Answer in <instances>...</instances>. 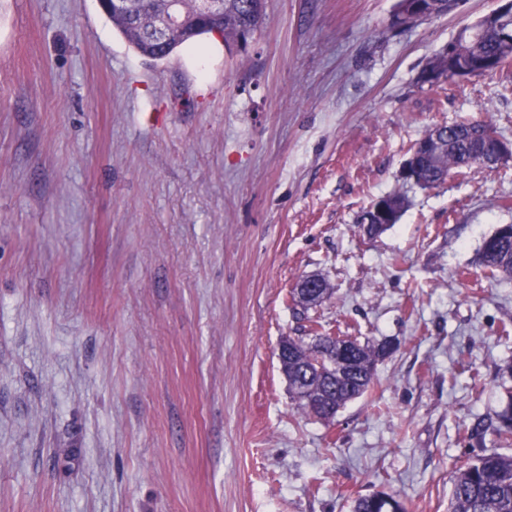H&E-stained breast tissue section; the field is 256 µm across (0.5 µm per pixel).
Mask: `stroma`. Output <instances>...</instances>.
Returning a JSON list of instances; mask_svg holds the SVG:
<instances>
[{
	"label": "stroma",
	"mask_w": 512,
	"mask_h": 512,
	"mask_svg": "<svg viewBox=\"0 0 512 512\" xmlns=\"http://www.w3.org/2000/svg\"><path fill=\"white\" fill-rule=\"evenodd\" d=\"M396 2L266 0L246 49L153 61L96 0H0V512H448L498 450L471 429L512 390V279L475 258L512 159L434 188L402 166L436 125L512 141V65L419 81L499 0L392 31ZM315 320L393 346L329 422L278 359ZM369 213V209L367 208L362 212L357 220V224H366V217ZM394 212L392 211L388 199L382 198L379 202L378 206L373 209V213L369 218V224L375 227L378 226H389L392 224L394 219ZM402 502L386 493L361 495L353 501L352 512H405Z\"/></svg>",
	"instance_id": "stroma-1"
}]
</instances>
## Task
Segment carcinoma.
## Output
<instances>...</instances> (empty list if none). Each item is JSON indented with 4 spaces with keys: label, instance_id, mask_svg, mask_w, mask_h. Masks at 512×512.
I'll return each mask as SVG.
<instances>
[{
    "label": "carcinoma",
    "instance_id": "1",
    "mask_svg": "<svg viewBox=\"0 0 512 512\" xmlns=\"http://www.w3.org/2000/svg\"><path fill=\"white\" fill-rule=\"evenodd\" d=\"M461 0H398L390 27L400 26V18L413 12L438 17L455 12ZM159 0H139L132 19L112 14L101 5L113 26L141 56L162 60L187 42L202 34L219 29L224 43L239 45L244 35L254 33L265 18V0H224V16L206 22L199 21L187 37L169 36L163 43L152 40L151 28L161 12ZM477 25L484 28L478 52L471 51L459 39L451 42L430 60L431 74H422L423 84L430 79L448 80V69L453 62L474 63L479 70L487 62L498 70L512 63V43H504L495 24L483 17ZM495 131L489 120L467 124L442 125L429 129L422 137L426 142L438 136L441 149L437 156L424 155L417 161L416 184L430 188L443 183L454 169L480 164L475 152L486 146L484 134ZM479 266L491 278H512V236L502 234L486 239L478 253ZM332 288L321 279L319 292L308 298L291 291L294 301L308 309L329 298ZM281 360L283 373L297 408L319 419L335 418L348 403L362 397L375 381V366L387 354L385 346L362 343L353 336H333L329 333L314 337L307 344L300 337L283 339ZM494 430L503 442L512 440V401L495 415ZM352 512H405L402 502L386 493L361 495L353 501ZM448 512H512V456L490 452L460 468L452 478L448 498Z\"/></svg>",
    "mask_w": 512,
    "mask_h": 512
}]
</instances>
